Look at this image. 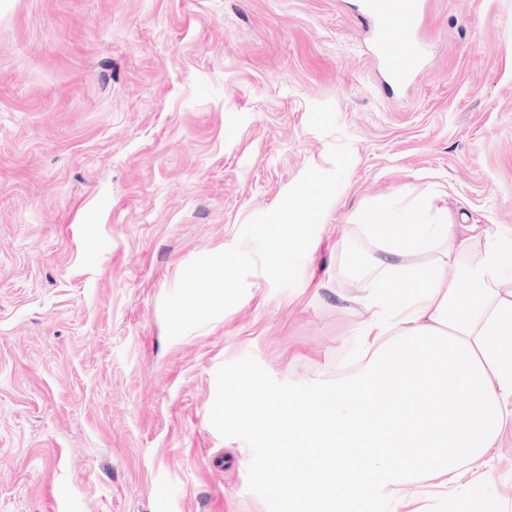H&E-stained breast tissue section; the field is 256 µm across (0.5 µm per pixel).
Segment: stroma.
Returning <instances> with one entry per match:
<instances>
[{"label":"stroma","instance_id":"1","mask_svg":"<svg viewBox=\"0 0 512 512\" xmlns=\"http://www.w3.org/2000/svg\"><path fill=\"white\" fill-rule=\"evenodd\" d=\"M354 0H0V512H271L225 378L301 396L350 358L355 214L440 196L512 230V0H425L393 92ZM352 163L295 287L260 270L184 336L161 303L308 168Z\"/></svg>","mask_w":512,"mask_h":512}]
</instances>
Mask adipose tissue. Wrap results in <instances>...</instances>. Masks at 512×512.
I'll return each mask as SVG.
<instances>
[{"label": "adipose tissue", "instance_id": "1", "mask_svg": "<svg viewBox=\"0 0 512 512\" xmlns=\"http://www.w3.org/2000/svg\"><path fill=\"white\" fill-rule=\"evenodd\" d=\"M380 257L359 304L356 364L300 398L257 401L228 378L225 403L257 433L277 424L290 468L269 467L284 512H357L370 491L403 506L437 482L457 506L500 512L482 470L512 419V232L486 231L480 255L437 196L414 212L355 217ZM461 266L466 284L448 279Z\"/></svg>", "mask_w": 512, "mask_h": 512}]
</instances>
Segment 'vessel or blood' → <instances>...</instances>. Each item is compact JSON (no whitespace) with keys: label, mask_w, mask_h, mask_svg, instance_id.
Here are the masks:
<instances>
[{"label":"vessel or blood","mask_w":512,"mask_h":512,"mask_svg":"<svg viewBox=\"0 0 512 512\" xmlns=\"http://www.w3.org/2000/svg\"><path fill=\"white\" fill-rule=\"evenodd\" d=\"M379 60L394 86L406 84L423 64L427 44L419 31L423 0H365Z\"/></svg>","instance_id":"1"}]
</instances>
